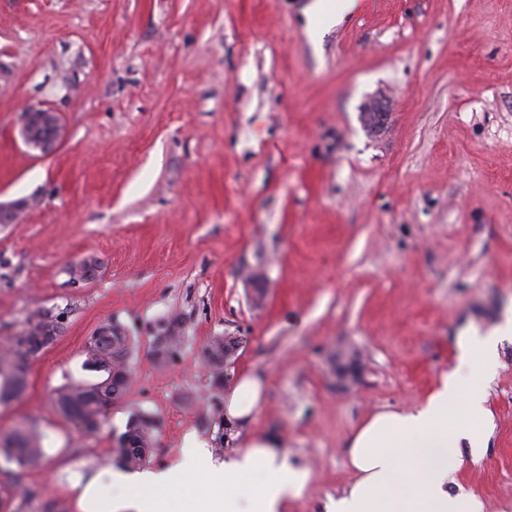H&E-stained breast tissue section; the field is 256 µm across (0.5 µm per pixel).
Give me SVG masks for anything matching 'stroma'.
I'll return each mask as SVG.
<instances>
[{
  "mask_svg": "<svg viewBox=\"0 0 512 512\" xmlns=\"http://www.w3.org/2000/svg\"><path fill=\"white\" fill-rule=\"evenodd\" d=\"M311 4L0 0V201L27 204L0 226V349L35 315L60 326L24 396L0 403V436L29 419L46 436L40 464L0 472V512H77L137 412L153 470L192 439L220 460L282 437L311 471L288 512H326L354 479L360 423L418 405L461 331L512 312V0H357L315 34ZM28 105L66 129L48 156L19 137ZM86 258L97 276L74 279ZM112 322L133 338V381L88 434L52 399L102 380L84 347ZM218 336L243 338L235 375L264 387L234 441L233 384L205 356ZM340 352L358 354L355 381L339 382ZM485 406L488 445L464 449L455 479L512 512V343ZM15 483L38 500L4 496Z\"/></svg>",
  "mask_w": 512,
  "mask_h": 512,
  "instance_id": "1",
  "label": "stroma"
}]
</instances>
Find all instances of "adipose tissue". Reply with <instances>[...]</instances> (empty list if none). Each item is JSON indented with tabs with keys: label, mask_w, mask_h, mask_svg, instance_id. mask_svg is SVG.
Segmentation results:
<instances>
[{
	"label": "adipose tissue",
	"mask_w": 512,
	"mask_h": 512,
	"mask_svg": "<svg viewBox=\"0 0 512 512\" xmlns=\"http://www.w3.org/2000/svg\"><path fill=\"white\" fill-rule=\"evenodd\" d=\"M507 340L512 341V316L484 335L463 331L453 368L418 407L378 412L362 423L349 444L357 478L330 498L327 512H485L481 499L456 487L454 474L463 464V447L487 445L491 422L483 401L498 348ZM260 400V382L240 379L225 400L226 423L246 421ZM199 476L221 484V492L195 495L188 482ZM309 479L279 440L258 437L218 465L189 445L172 469H103L87 481L77 505L79 512H286ZM107 486L112 495H103Z\"/></svg>",
	"instance_id": "adipose-tissue-1"
}]
</instances>
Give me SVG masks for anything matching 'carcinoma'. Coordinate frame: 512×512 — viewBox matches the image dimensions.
Instances as JSON below:
<instances>
[{"mask_svg": "<svg viewBox=\"0 0 512 512\" xmlns=\"http://www.w3.org/2000/svg\"><path fill=\"white\" fill-rule=\"evenodd\" d=\"M117 325H108V335L99 336L85 345L86 366L103 372L110 382H120V392H125L131 380L128 356L132 340L117 336ZM30 329L25 328L11 337L9 346L0 351V402L21 396L27 388L29 369L37 353L27 348ZM207 360L224 378V339L216 338L210 344ZM112 387L104 390L96 384H75L63 387L57 394L55 405L59 412L80 429L93 433L107 422V407L112 403ZM122 436L132 446L117 449L121 466L132 469L149 459L154 447V420L147 414H135ZM44 436L34 425H26L6 438H0V459L19 470L33 465L45 455Z\"/></svg>", "mask_w": 512, "mask_h": 512, "instance_id": "1", "label": "carcinoma"}]
</instances>
